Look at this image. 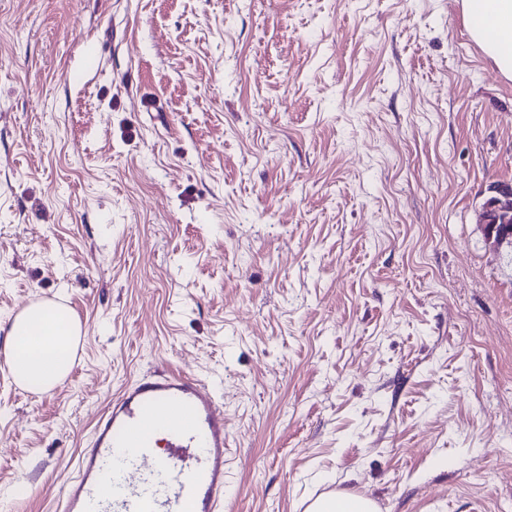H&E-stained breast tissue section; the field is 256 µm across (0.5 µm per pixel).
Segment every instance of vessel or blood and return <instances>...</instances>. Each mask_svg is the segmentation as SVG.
<instances>
[{
    "instance_id": "b4317fda",
    "label": "vessel or blood",
    "mask_w": 512,
    "mask_h": 512,
    "mask_svg": "<svg viewBox=\"0 0 512 512\" xmlns=\"http://www.w3.org/2000/svg\"><path fill=\"white\" fill-rule=\"evenodd\" d=\"M224 430L223 409L198 380L136 379L99 415L60 512H221ZM161 431L164 455L156 452Z\"/></svg>"
}]
</instances>
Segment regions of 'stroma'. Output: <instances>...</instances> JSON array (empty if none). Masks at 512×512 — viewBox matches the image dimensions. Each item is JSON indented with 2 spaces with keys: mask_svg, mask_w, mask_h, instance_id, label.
I'll use <instances>...</instances> for the list:
<instances>
[{
  "mask_svg": "<svg viewBox=\"0 0 512 512\" xmlns=\"http://www.w3.org/2000/svg\"><path fill=\"white\" fill-rule=\"evenodd\" d=\"M512 80L461 0H0V512H57L120 389H213L224 512H512ZM478 225L492 252L512 254V184L489 189L480 207ZM80 327L51 303L35 314L23 309L12 319L4 346L15 381L34 392L52 390L70 372ZM308 512H376L373 500L345 492H330L313 500Z\"/></svg>",
  "mask_w": 512,
  "mask_h": 512,
  "instance_id": "stroma-1",
  "label": "stroma"
}]
</instances>
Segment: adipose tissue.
I'll list each match as a JSON object with an SVG mask.
<instances>
[{"mask_svg":"<svg viewBox=\"0 0 512 512\" xmlns=\"http://www.w3.org/2000/svg\"><path fill=\"white\" fill-rule=\"evenodd\" d=\"M468 34L512 77V0H464ZM80 327L50 303L12 319L5 361L15 381L34 392L52 390L70 372Z\"/></svg>","mask_w":512,"mask_h":512,"instance_id":"ef3b65f1","label":"adipose tissue"}]
</instances>
